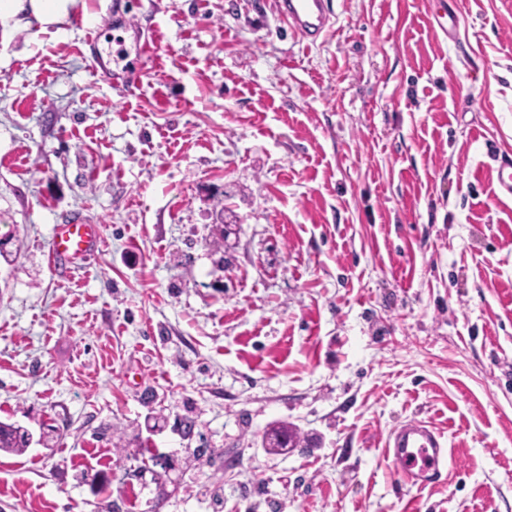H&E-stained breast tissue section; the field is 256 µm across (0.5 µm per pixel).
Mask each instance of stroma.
<instances>
[{"mask_svg":"<svg viewBox=\"0 0 512 512\" xmlns=\"http://www.w3.org/2000/svg\"><path fill=\"white\" fill-rule=\"evenodd\" d=\"M334 11L314 44L275 0L0 27V512H512V0ZM71 214L101 244L59 272ZM413 417L438 485L385 460ZM449 454L444 436L429 423L414 418L391 429L385 442L386 458L411 486L438 483ZM29 439L28 432L21 427L0 422V449L26 448Z\"/></svg>","mask_w":512,"mask_h":512,"instance_id":"1","label":"stroma"}]
</instances>
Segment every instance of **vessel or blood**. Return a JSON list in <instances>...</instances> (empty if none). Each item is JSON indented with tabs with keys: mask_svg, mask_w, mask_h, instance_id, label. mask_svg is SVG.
<instances>
[{
	"mask_svg": "<svg viewBox=\"0 0 512 512\" xmlns=\"http://www.w3.org/2000/svg\"><path fill=\"white\" fill-rule=\"evenodd\" d=\"M276 13L293 33L312 44L334 26L333 0H276ZM99 242L97 225L71 217L54 227L48 263L61 271L78 268ZM448 454L443 435L429 423L414 418L391 429L385 442L386 458L404 482L412 486L438 483Z\"/></svg>",
	"mask_w": 512,
	"mask_h": 512,
	"instance_id": "vessel-or-blood-1",
	"label": "vessel or blood"
}]
</instances>
